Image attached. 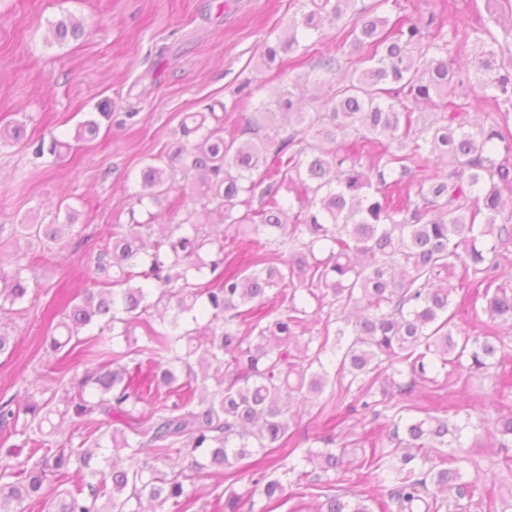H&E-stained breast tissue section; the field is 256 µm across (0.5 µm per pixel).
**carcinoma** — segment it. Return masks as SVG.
<instances>
[{"label": "carcinoma", "mask_w": 512, "mask_h": 512, "mask_svg": "<svg viewBox=\"0 0 512 512\" xmlns=\"http://www.w3.org/2000/svg\"><path fill=\"white\" fill-rule=\"evenodd\" d=\"M302 2L260 60L301 59L305 38L343 26L312 68L328 107L302 111L290 87L256 107L242 88L229 107L241 127L212 105L184 113L180 141L140 169L136 194L148 207L178 190L184 218L132 210L110 225L92 287L48 323L53 365L0 400V512H189L199 479L235 483L244 463L266 512L307 496L320 512H441L452 493L506 512L485 499L496 474L466 481L462 464L489 438L512 443V406L452 423L417 395L442 372L467 384L512 367L509 337L470 336L453 310L461 293L512 324V282L499 274L512 263V111L480 122L458 93L512 102V56L498 61L512 44L504 0H483L480 24L461 27L433 12L393 20L381 11L390 0ZM84 32L67 15L48 39ZM84 232L69 213L19 235L50 256ZM25 271L0 266V355L13 349L3 321L40 287ZM72 361L86 368L69 378ZM330 385L318 447L304 448L292 405ZM358 415L385 425L358 435L350 446L366 452L347 462L336 442ZM346 465L363 489L349 497L322 479ZM239 504L229 486L210 508Z\"/></svg>", "instance_id": "obj_1"}]
</instances>
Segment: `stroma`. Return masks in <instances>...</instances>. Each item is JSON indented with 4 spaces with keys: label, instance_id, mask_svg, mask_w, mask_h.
I'll return each instance as SVG.
<instances>
[{
    "label": "stroma",
    "instance_id": "1",
    "mask_svg": "<svg viewBox=\"0 0 512 512\" xmlns=\"http://www.w3.org/2000/svg\"><path fill=\"white\" fill-rule=\"evenodd\" d=\"M298 7L297 0H0V126L22 122L33 138L72 145L62 158L37 161L30 149L0 144V257L21 256L28 278L41 284L6 322L14 351L0 356V394L16 393L20 374L39 364L62 293L91 286V260L107 225L128 222L135 174L175 141L184 113L232 103L244 84L256 105L291 82L316 95L310 64L260 63L266 36L281 33ZM481 7V0H398L387 10H445L465 26ZM69 14L83 20L86 36L48 41L50 23ZM88 119L98 123V139L76 142ZM61 204L85 225L88 241L46 263L13 227L49 222ZM495 382L490 376L466 386L452 374L430 393L480 407L494 399Z\"/></svg>",
    "mask_w": 512,
    "mask_h": 512
}]
</instances>
